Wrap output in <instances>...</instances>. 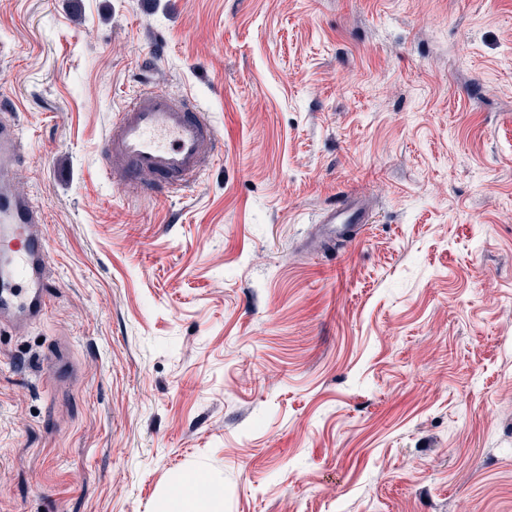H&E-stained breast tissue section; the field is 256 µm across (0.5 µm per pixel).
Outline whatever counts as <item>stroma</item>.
I'll list each match as a JSON object with an SVG mask.
<instances>
[{
    "label": "stroma",
    "mask_w": 512,
    "mask_h": 512,
    "mask_svg": "<svg viewBox=\"0 0 512 512\" xmlns=\"http://www.w3.org/2000/svg\"><path fill=\"white\" fill-rule=\"evenodd\" d=\"M143 87L223 143L173 196L102 168ZM2 100L53 268L0 512H512V0H0ZM364 204L354 198H348L324 211L320 224L330 228L334 236H351L357 224H363L366 218ZM189 477L179 476L162 496L161 512H218L223 510V497L202 496Z\"/></svg>",
    "instance_id": "35a3bbf8"
}]
</instances>
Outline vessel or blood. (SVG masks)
I'll list each match as a JSON object with an SVG mask.
<instances>
[{"mask_svg": "<svg viewBox=\"0 0 512 512\" xmlns=\"http://www.w3.org/2000/svg\"><path fill=\"white\" fill-rule=\"evenodd\" d=\"M222 141L190 100L144 89L122 109L102 159L127 188L153 183L167 194L183 189L214 163ZM21 159L15 123L0 116V326L21 330L48 306L50 244L42 208L17 191L13 172ZM366 218L349 198L324 211L333 235L351 236Z\"/></svg>", "mask_w": 512, "mask_h": 512, "instance_id": "obj_1", "label": "vessel or blood"}]
</instances>
